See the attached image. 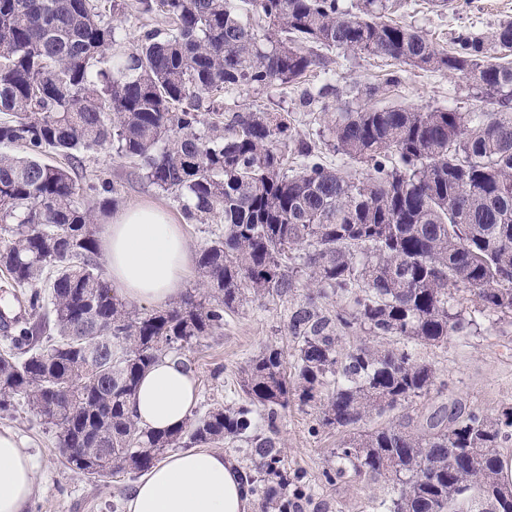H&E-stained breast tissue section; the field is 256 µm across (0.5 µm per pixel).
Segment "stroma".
I'll list each match as a JSON object with an SVG mask.
<instances>
[{"instance_id": "obj_1", "label": "stroma", "mask_w": 512, "mask_h": 512, "mask_svg": "<svg viewBox=\"0 0 512 512\" xmlns=\"http://www.w3.org/2000/svg\"><path fill=\"white\" fill-rule=\"evenodd\" d=\"M133 0H112L110 16L121 29L124 45L136 43L147 29H166L161 17L143 16L132 7ZM393 20L422 30L439 44H447L451 34L464 26L490 31L501 19L512 18V0H454V5L437 10L431 0H394ZM326 66L315 69L310 84L325 77L335 79L341 99H349L356 86H374L375 96L365 98L367 106L406 104L417 108L453 106L466 112L479 101L465 80L438 72L397 66L378 58L351 56L339 50L325 53ZM229 105L243 108L264 106L294 112L299 127L315 132L320 123L300 111L298 94L290 88H245L228 99ZM109 179L119 206L152 201L166 207L171 215L179 210L173 198L162 195L138 175L125 160L104 148L85 155L74 178L87 185L96 177ZM286 300L274 298L245 306L227 316L223 332L205 338L186 349L197 382L195 410L221 405L243 396L240 370L253 355L268 346L291 349L286 327ZM422 358L435 364L447 390L425 403L431 413L453 402L491 413L512 403V324L483 323L477 332L462 339L450 338L446 347L420 348ZM313 417L298 406H290L277 422V438L289 471L300 473L304 486L305 512H369L373 497L383 486L351 477L340 483L327 482L323 473L331 464V452L339 437L333 432L312 433ZM10 429L20 437L36 462L35 489L26 512H123V504L137 479L136 474H119L89 479L68 469L56 445L55 434L26 404L0 414V430Z\"/></svg>"}]
</instances>
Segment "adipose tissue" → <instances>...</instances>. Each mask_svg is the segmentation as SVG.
Wrapping results in <instances>:
<instances>
[{"label": "adipose tissue", "instance_id": "1", "mask_svg": "<svg viewBox=\"0 0 512 512\" xmlns=\"http://www.w3.org/2000/svg\"><path fill=\"white\" fill-rule=\"evenodd\" d=\"M99 251L113 290L154 306L181 295L195 259L180 225L154 202L115 211L100 227ZM195 400L193 374L165 357L143 375L133 410L142 426L163 432L186 422ZM35 471L17 436L0 431V512H24ZM240 477L237 463L223 452L196 448L176 453L140 476L125 512H253Z\"/></svg>", "mask_w": 512, "mask_h": 512}]
</instances>
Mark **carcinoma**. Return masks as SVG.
<instances>
[{
	"mask_svg": "<svg viewBox=\"0 0 512 512\" xmlns=\"http://www.w3.org/2000/svg\"><path fill=\"white\" fill-rule=\"evenodd\" d=\"M388 2L136 0L170 25L127 51L109 0H0V146L23 150L0 152V271L25 289L26 314L0 349V412L23 400L70 470L102 478L110 460V475L135 473L173 448L244 443L246 494L287 512L299 477L276 427L295 403L315 414L312 432L343 435L327 480L384 482L372 512H512V403L419 412L446 383L416 352L485 316L512 320V19L463 27L443 47L385 20ZM323 49L455 74L484 106L338 107L332 78L306 84ZM281 85L320 105L314 134L292 112L215 108ZM104 147L173 195L187 223L224 225L199 254L203 293L146 310L113 291L95 210L114 187L91 185L94 202L71 174ZM300 288L292 351L246 362V401L170 431L137 424L130 402L159 357ZM397 407L399 421L372 425Z\"/></svg>",
	"mask_w": 512,
	"mask_h": 512,
	"instance_id": "carcinoma-1",
	"label": "carcinoma"
}]
</instances>
